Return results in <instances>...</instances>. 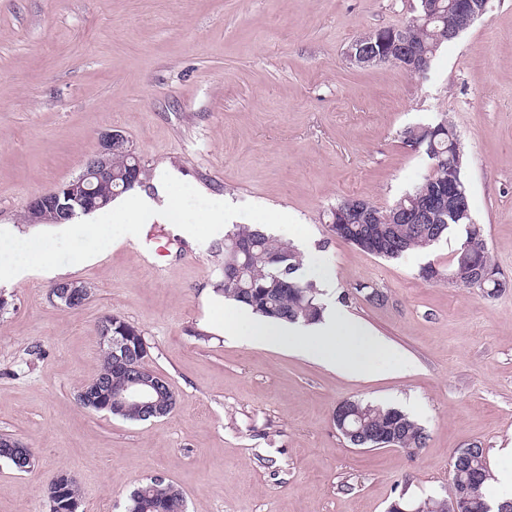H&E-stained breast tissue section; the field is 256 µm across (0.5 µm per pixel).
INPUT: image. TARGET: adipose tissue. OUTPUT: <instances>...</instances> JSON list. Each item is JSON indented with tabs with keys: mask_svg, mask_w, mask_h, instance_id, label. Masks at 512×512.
Instances as JSON below:
<instances>
[{
	"mask_svg": "<svg viewBox=\"0 0 512 512\" xmlns=\"http://www.w3.org/2000/svg\"><path fill=\"white\" fill-rule=\"evenodd\" d=\"M157 184L156 195L136 190L112 207L94 211L82 228L83 234L108 241L116 224L131 234L141 225L182 223V200L172 189L173 179L162 174ZM31 265L43 267L51 275L57 271L53 255L42 243L28 244L10 233L0 234V280L17 278ZM224 329L250 342L288 346L346 376L380 371L394 354L386 341L340 307L324 313L318 322L291 324L270 321L241 306L225 311Z\"/></svg>",
	"mask_w": 512,
	"mask_h": 512,
	"instance_id": "obj_1",
	"label": "adipose tissue"
}]
</instances>
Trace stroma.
<instances>
[{"mask_svg": "<svg viewBox=\"0 0 512 512\" xmlns=\"http://www.w3.org/2000/svg\"><path fill=\"white\" fill-rule=\"evenodd\" d=\"M415 5L0 0V229L40 240L67 280L93 290L73 311L51 302L54 281L39 273L0 283V434L35 455L27 473L0 461V512H49L61 471L77 482L78 512H125L158 476L187 512H387L449 496L457 449L512 443V0H489L424 76L349 62L355 39L404 26ZM444 117L464 150L471 219L509 283L493 298L443 278L465 228L387 260L331 237L323 220L347 197L385 207L408 193L429 163L401 133ZM112 129L150 176L179 173L194 234L155 224L107 246L73 224L25 221L30 196L78 176ZM217 198L284 243L305 235L303 270L324 282V304L390 342L408 370L349 378L225 335L224 239L205 222ZM427 265L440 278L422 279ZM367 287L384 301H368ZM106 315L142 330L175 393L168 416L130 422L80 404ZM348 399L404 410L425 447L350 446L333 422Z\"/></svg>", "mask_w": 512, "mask_h": 512, "instance_id": "stroma-1", "label": "stroma"}]
</instances>
